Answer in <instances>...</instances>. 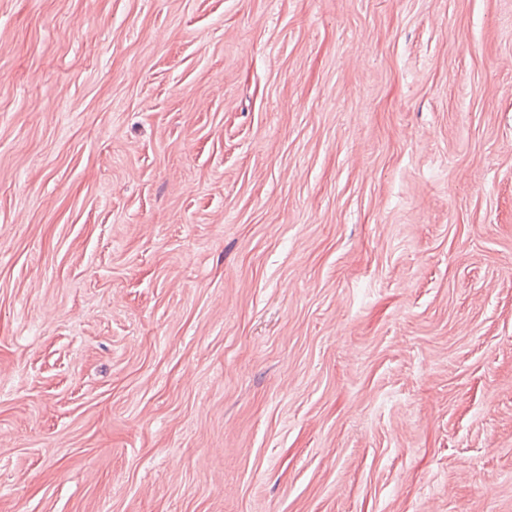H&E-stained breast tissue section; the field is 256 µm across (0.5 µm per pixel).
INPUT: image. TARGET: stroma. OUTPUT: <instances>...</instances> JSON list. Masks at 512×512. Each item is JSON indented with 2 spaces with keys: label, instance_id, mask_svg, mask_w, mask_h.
I'll list each match as a JSON object with an SVG mask.
<instances>
[{
  "label": "stroma",
  "instance_id": "1",
  "mask_svg": "<svg viewBox=\"0 0 512 512\" xmlns=\"http://www.w3.org/2000/svg\"><path fill=\"white\" fill-rule=\"evenodd\" d=\"M0 512H512V0H0Z\"/></svg>",
  "mask_w": 512,
  "mask_h": 512
}]
</instances>
